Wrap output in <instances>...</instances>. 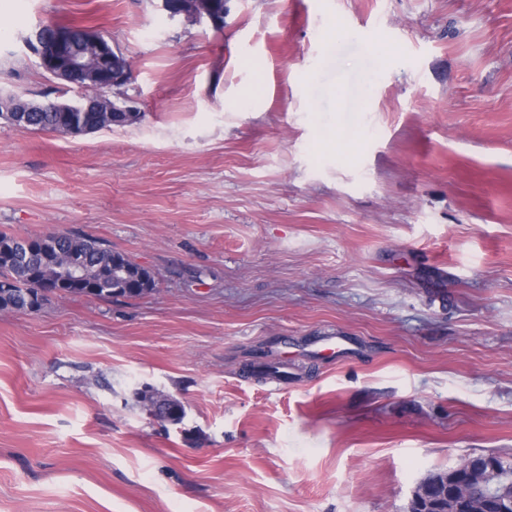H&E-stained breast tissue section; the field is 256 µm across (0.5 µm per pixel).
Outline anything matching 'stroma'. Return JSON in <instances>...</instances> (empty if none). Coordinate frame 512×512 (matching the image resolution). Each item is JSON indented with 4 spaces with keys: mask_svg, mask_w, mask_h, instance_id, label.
<instances>
[{
    "mask_svg": "<svg viewBox=\"0 0 512 512\" xmlns=\"http://www.w3.org/2000/svg\"><path fill=\"white\" fill-rule=\"evenodd\" d=\"M227 7L0 0V93L80 99L25 45L54 20L120 49L140 111L0 119V234L156 280L0 310V512H406L512 458V0ZM332 336L353 351L315 355ZM212 0H160V8L167 15L174 18H183L189 22L209 21L214 27L220 28L223 21L211 17L210 3ZM63 237L61 240V247L69 258L81 259L88 270L90 277L100 283L96 292L84 294L81 292H68L71 295L87 296L96 299L112 300V298H139L143 295L153 291L155 288V279L151 272L141 266L132 263L123 254L112 251V249L104 247V245L94 239L72 236L65 233H58ZM114 265H127L134 267L139 273L142 281L143 288L138 293H112V288H122L128 279L124 270L114 269L112 271V279L109 288L107 285V275L111 272ZM121 274L124 275L121 276ZM475 479V473L470 469L469 464H457L448 470L436 472L431 478H425L421 481L411 493L408 501L407 512H472L474 510L467 507L468 495L462 496L459 493L461 488L468 490V485ZM448 483L452 486V508L447 506L443 510L437 507L431 498L432 487L444 485L448 493Z\"/></svg>",
    "mask_w": 512,
    "mask_h": 512,
    "instance_id": "stroma-1",
    "label": "stroma"
}]
</instances>
